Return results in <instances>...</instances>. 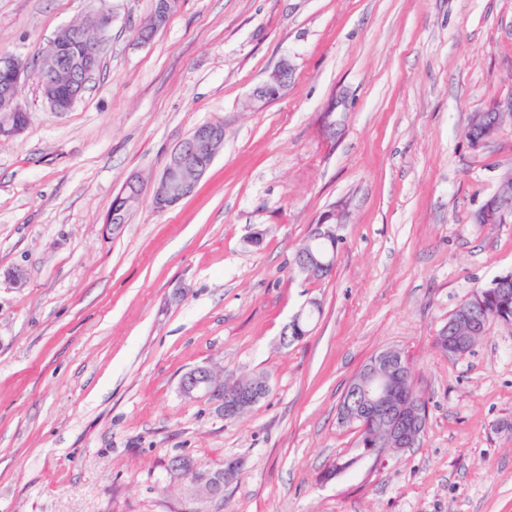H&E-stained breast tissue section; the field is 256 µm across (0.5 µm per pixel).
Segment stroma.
<instances>
[{
	"label": "stroma",
	"mask_w": 512,
	"mask_h": 512,
	"mask_svg": "<svg viewBox=\"0 0 512 512\" xmlns=\"http://www.w3.org/2000/svg\"><path fill=\"white\" fill-rule=\"evenodd\" d=\"M154 3L105 0L82 99L56 112L23 81L29 124L0 141V512H512V324L461 357L435 344L512 272V219L474 220L512 169V114L481 147L465 136L512 99V0H180L143 43ZM95 8L0 0V50L34 60ZM284 58L287 91L253 108ZM216 120L224 147L195 193L156 212L171 151ZM133 175L142 200L108 230ZM333 209L334 270L304 279L293 254ZM311 299L309 334L281 345ZM386 349L413 367L425 433L321 481L357 453L338 406ZM205 364L270 391L225 420L179 391ZM176 456L244 467L202 500Z\"/></svg>",
	"instance_id": "stroma-1"
}]
</instances>
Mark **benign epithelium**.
Returning <instances> with one entry per match:
<instances>
[{"label": "benign epithelium", "mask_w": 512, "mask_h": 512, "mask_svg": "<svg viewBox=\"0 0 512 512\" xmlns=\"http://www.w3.org/2000/svg\"><path fill=\"white\" fill-rule=\"evenodd\" d=\"M178 0H157L151 18L138 31V39L146 43L163 27L176 10ZM95 30L84 34L78 25L60 29L39 55L32 67L19 57L0 52V140L21 135L28 125V113L18 102L21 81L32 79L43 97L57 112H67L83 95L86 84L99 68L106 32L111 23L109 13L101 8L95 14ZM293 66L283 59L269 76L251 93L253 104L262 108L288 89ZM224 146V122L213 121L196 126L171 152L161 177L152 190V205L164 212L190 196L199 180ZM131 190L118 197L120 211H130L139 202L143 187L139 177L126 180ZM491 223L512 215V189L498 188L495 195L481 206ZM342 216L332 212L322 217L304 247L295 253L292 265L306 277L334 267L335 254L322 253L317 242L336 234ZM492 299L506 309L512 304V276L503 275L488 289ZM320 309L317 300L308 301L284 327L280 344L286 346L308 334V326ZM490 313L483 308L465 307L456 311L448 336L436 337L443 354L450 357L469 353L489 332ZM188 398L204 396L217 404L226 420H235L248 412L269 390L268 377L243 386L220 379L207 366L186 372L179 383ZM340 420L360 424V460L381 457L386 452H404L416 447L424 432L427 414L414 383L409 362L395 349H387L372 357L350 381L341 401ZM242 460L234 458L229 467L219 471L198 473L184 458L175 460L171 470L188 483V490L202 498L213 499L224 494V486L240 471Z\"/></svg>", "instance_id": "benign-epithelium-1"}]
</instances>
